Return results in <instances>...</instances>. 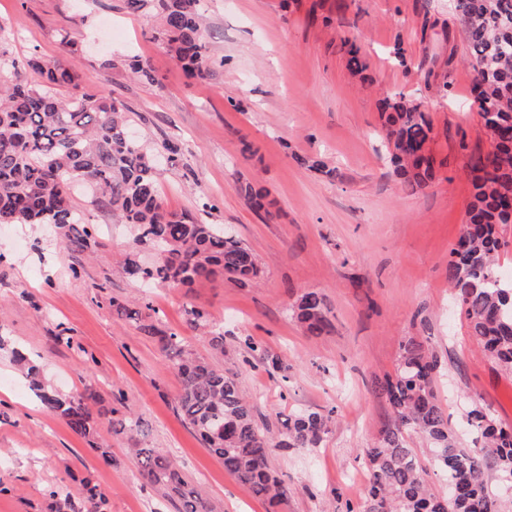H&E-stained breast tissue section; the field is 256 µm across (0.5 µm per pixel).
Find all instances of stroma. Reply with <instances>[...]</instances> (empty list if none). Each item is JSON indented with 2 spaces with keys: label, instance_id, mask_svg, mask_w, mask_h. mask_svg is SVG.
Masks as SVG:
<instances>
[{
  "label": "stroma",
  "instance_id": "obj_1",
  "mask_svg": "<svg viewBox=\"0 0 512 512\" xmlns=\"http://www.w3.org/2000/svg\"><path fill=\"white\" fill-rule=\"evenodd\" d=\"M199 8L206 80L176 63L154 14L128 12L124 0H0V58L71 63L79 90L128 108L138 138L158 151L178 144L179 164L156 173L165 207L224 225L262 269L246 286L218 276L190 288L146 287L123 266L133 250L150 265L155 250L132 248L130 228L81 187L75 204L98 241L91 254L68 251L44 224H0V380L17 383L0 387V512H43L45 487L85 477L108 512H177L145 484L126 433L110 425L119 404L139 417L142 446L169 452L212 512H363L364 451L392 416L378 385L410 338L438 361L435 392L462 447L480 445L466 422L474 406L512 425V372L478 346L448 285V251L468 220L471 162L493 148L473 108L462 16L448 0H200ZM346 40L370 82L351 72ZM133 58L156 84L131 73ZM388 94L419 104L433 128L435 177L414 192L385 148L379 101ZM246 142L256 156L243 153ZM316 156L328 172L307 167ZM248 183L269 190V212L251 208ZM308 290L321 294L329 322L319 336L294 312ZM113 299L151 302L161 327L235 377L273 431L295 413L331 415L319 447L270 454L285 491L279 502L253 497L204 447L176 410L179 379L159 345L113 316ZM193 306L210 313L223 350L187 326ZM63 330L71 346L55 343ZM16 348L38 362L46 386L96 393L91 408L112 464L23 386ZM269 354L283 370L268 367Z\"/></svg>",
  "mask_w": 512,
  "mask_h": 512
}]
</instances>
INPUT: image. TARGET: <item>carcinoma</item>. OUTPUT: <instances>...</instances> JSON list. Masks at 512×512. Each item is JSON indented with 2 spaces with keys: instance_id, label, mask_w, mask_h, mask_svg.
I'll list each match as a JSON object with an SVG mask.
<instances>
[{
  "instance_id": "cac0c4a2",
  "label": "carcinoma",
  "mask_w": 512,
  "mask_h": 512,
  "mask_svg": "<svg viewBox=\"0 0 512 512\" xmlns=\"http://www.w3.org/2000/svg\"><path fill=\"white\" fill-rule=\"evenodd\" d=\"M198 2L126 0V5L133 13L157 10L176 61L192 76L205 79L210 69ZM452 7L466 23L475 100L495 148L473 165L469 221L460 248L449 252L448 283L477 343L512 371V282L495 269L499 251L507 246L498 227L512 224V0H455ZM11 69V84L0 87V224H51L68 250L82 254L92 249L95 237L71 201L73 187L80 183L112 212L113 223L135 229V247H160V257L151 266L142 265L131 250L124 263L129 277L167 288H189L217 274L241 284L260 279L256 255L236 236L224 233L223 225L165 208L155 179L156 156L131 136L125 105L102 92L64 94L76 87L75 74L60 61L33 55L11 62ZM31 71L39 77L36 84L28 80ZM381 106L394 174L412 190L426 186L433 178L434 160L427 151L432 127L425 112L401 96L386 97ZM296 311L310 335L320 336L329 328L318 292H303ZM112 315L138 324L157 340L180 379L179 415L224 470L254 495L277 499L279 483L268 467L270 449L317 447L327 419L314 412L294 415L287 431L275 438L258 422L237 380L187 349L178 332L157 326L156 309L148 304L130 308L114 300ZM186 315L192 330L209 338L214 349L224 350V337L209 330L205 310L192 307ZM14 355L49 412L83 438L98 435L90 407L94 392L62 396L49 390L39 368L21 351ZM436 369L437 360L422 342L410 338L401 344L396 373L381 385L393 421L381 430L377 444L365 450L370 471L366 512H446V503L451 512H499L485 469L491 466L499 478L512 479V426L473 409L469 426L484 438V447L478 454L459 447L432 386ZM410 432L433 444L439 470L455 492L453 501L428 488L420 459L405 440ZM132 453L145 482L163 487L178 502L179 512H211L164 451L134 448ZM78 495L83 512H105L107 500L93 482L85 481ZM44 496L49 512L72 507V494L60 486L47 489Z\"/></svg>"
}]
</instances>
